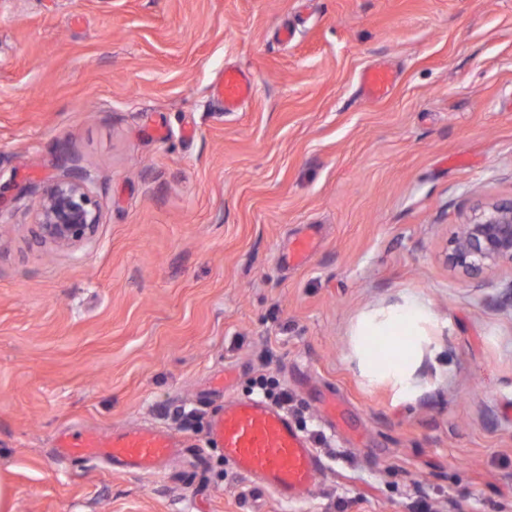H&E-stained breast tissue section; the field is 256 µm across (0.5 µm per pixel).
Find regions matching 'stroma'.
Instances as JSON below:
<instances>
[{
  "instance_id": "1",
  "label": "stroma",
  "mask_w": 512,
  "mask_h": 512,
  "mask_svg": "<svg viewBox=\"0 0 512 512\" xmlns=\"http://www.w3.org/2000/svg\"><path fill=\"white\" fill-rule=\"evenodd\" d=\"M73 168L100 226L53 250L32 204ZM510 197L512 0H0V512H512V264L443 257ZM411 303L403 385L360 328ZM262 375L322 463L287 503L210 442ZM122 425L184 447L158 476L57 453ZM216 91L225 111L234 112L252 96L253 81L246 72L227 68L216 82ZM361 82L371 98H379L388 91L392 83V76L386 70L369 68L363 71Z\"/></svg>"
}]
</instances>
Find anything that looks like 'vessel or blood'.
Here are the masks:
<instances>
[{
	"mask_svg": "<svg viewBox=\"0 0 512 512\" xmlns=\"http://www.w3.org/2000/svg\"><path fill=\"white\" fill-rule=\"evenodd\" d=\"M361 82L370 97L386 94L392 83L388 71L369 68ZM216 91L228 112L236 111L253 93L249 74L225 69ZM212 441L223 449L226 462L250 477V494L272 493L288 501L313 489L321 462L308 438L287 415L258 398H237L216 409L210 421ZM64 459L104 460L113 466L152 474L175 455L176 441L146 427H120L111 435L60 432L56 437Z\"/></svg>",
	"mask_w": 512,
	"mask_h": 512,
	"instance_id": "vessel-or-blood-1",
	"label": "vessel or blood"
}]
</instances>
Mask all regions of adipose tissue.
<instances>
[{"instance_id":"1","label":"adipose tissue","mask_w":512,"mask_h":512,"mask_svg":"<svg viewBox=\"0 0 512 512\" xmlns=\"http://www.w3.org/2000/svg\"><path fill=\"white\" fill-rule=\"evenodd\" d=\"M425 316V311L414 305L382 324L366 328L362 333V355L368 364L398 381H406L412 362V348L406 338L413 335Z\"/></svg>"}]
</instances>
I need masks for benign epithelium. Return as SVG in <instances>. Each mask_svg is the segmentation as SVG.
Masks as SVG:
<instances>
[{"label": "benign epithelium", "instance_id": "obj_1", "mask_svg": "<svg viewBox=\"0 0 512 512\" xmlns=\"http://www.w3.org/2000/svg\"><path fill=\"white\" fill-rule=\"evenodd\" d=\"M35 223L40 240L58 250L90 241L100 210L86 177L73 170L52 183L36 201ZM446 261L472 276L502 261L512 263V198L486 204L461 225Z\"/></svg>", "mask_w": 512, "mask_h": 512}]
</instances>
